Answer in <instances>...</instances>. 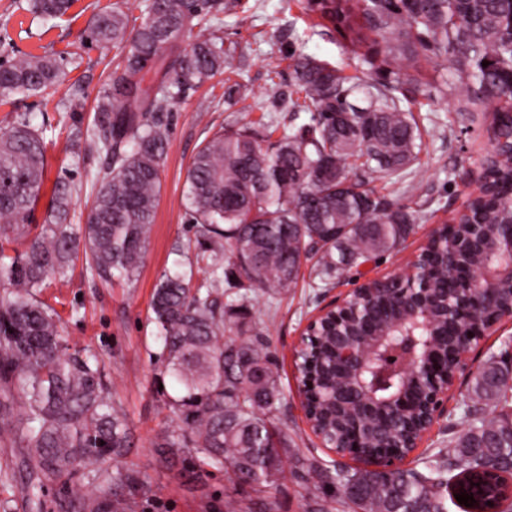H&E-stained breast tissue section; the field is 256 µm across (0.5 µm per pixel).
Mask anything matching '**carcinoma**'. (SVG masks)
Segmentation results:
<instances>
[{"label":"carcinoma","mask_w":512,"mask_h":512,"mask_svg":"<svg viewBox=\"0 0 512 512\" xmlns=\"http://www.w3.org/2000/svg\"><path fill=\"white\" fill-rule=\"evenodd\" d=\"M144 2L137 25L115 2L89 28L91 39L120 48L123 58L96 100L94 124L78 133L89 153L111 160L97 174L85 223H70L71 188L64 183L55 185L44 223H31L46 176V144L25 116L7 117L0 127V445L23 450L31 512L43 508L42 477L99 469L130 446L125 416L107 396L104 364L65 343L57 313L37 293L80 252L106 284L135 276L155 221L169 141L162 115L186 90L233 67L232 51L214 27L234 0ZM71 4L27 0V10L61 18ZM310 7L363 48L359 73L300 56L294 89L270 105L272 112H294L300 123L280 131L261 117L221 129L201 145L187 169L185 199L196 257L210 260L209 270L200 281L190 262L164 273L151 300L162 375L175 389L167 404L178 419L177 429L159 434L153 447L164 457L192 448V472L227 466L236 481L255 489L282 472L280 440L269 421L282 400L280 375L267 342L224 338V321L239 316L247 301L226 288L234 281L289 288L304 260L326 285L399 252L420 219V210L399 197L418 191L408 178L422 145L412 105L456 87L464 90L456 111L493 113L486 126L492 149L470 200L473 219L491 234L512 224V0H311ZM195 28L200 38L184 45ZM432 57L448 62L449 79L423 84L421 61ZM66 78L61 57L1 62L0 106ZM18 241L23 248L5 254ZM421 251L435 254L430 287L448 295V316L463 339L470 315L454 306L467 293L463 273L474 260L461 250L448 257L446 239H430ZM395 288L391 282L366 289L359 310L376 325L392 326L402 304ZM332 356L328 339L313 368L323 381L316 428L337 448L349 440V428L329 405ZM510 390L512 372L489 357L472 378L475 406L463 430L423 469L338 470L332 482L358 512H448L452 477L478 482L490 471L512 470ZM482 402L499 410L487 412ZM414 423L411 414L393 419L398 441H406ZM80 508L128 512L129 502L105 492ZM464 512H512V496H482Z\"/></svg>","instance_id":"obj_1"}]
</instances>
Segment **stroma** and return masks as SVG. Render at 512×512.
<instances>
[{"label":"stroma","instance_id":"stroma-1","mask_svg":"<svg viewBox=\"0 0 512 512\" xmlns=\"http://www.w3.org/2000/svg\"><path fill=\"white\" fill-rule=\"evenodd\" d=\"M236 10L224 13L216 30L225 43L235 44L234 67L250 90V103L266 104L274 95H288L294 76L292 56L311 55L340 64L353 72L357 61L351 47L332 24L321 23L318 13L306 10V0H238ZM113 0H73L60 19L33 18L26 0H0V40L9 55H61L68 80L48 87L37 96L16 103L17 114H30L48 144V170L35 223H42L57 181H67L72 199L70 219L83 223L92 201V177L105 164L104 155L88 156L74 144L77 132L94 121V106L107 72L121 61L119 50L88 42L86 35L94 14ZM85 94L73 95V83ZM224 78L216 76L179 99L163 120L170 131L167 156L160 172L155 222L145 258L129 280L105 285L94 279L84 259H77L65 277L51 280L40 298L58 312L61 331L69 344L90 349L105 365L108 397L126 417L131 446L110 463L107 471L78 470L70 477L44 479L43 512H73L76 496L96 498L102 492H129V512H224L227 499L238 500L243 512H310L318 503L323 512H350L330 479L307 474L303 460L313 458L327 470L342 465V458L322 446L300 407L295 348L308 318L324 300L344 296L353 279L336 282L321 293L312 264H304L294 287L276 298L250 285L242 291L249 298V318L270 343L272 359L281 377L284 397L272 420L283 442L279 453L285 471L261 490L238 483L227 471L188 479L184 471L195 456L190 448L172 458L160 457L153 442L162 430L176 429L174 415L165 403L157 328L150 304L160 276L185 262L184 250L195 228L185 206L186 170L204 140L222 128L239 127L247 116L241 104L224 96ZM425 127L419 154L424 217L416 224L401 252L365 267L368 277L401 272L417 254L435 225L449 221L477 187L479 162L489 147L483 120H470L456 110L455 96L439 99L418 111ZM512 337V322L498 325L483 336L467 366L458 372L448 395V415L440 419L406 458L404 468H421L435 449L446 447L472 404L470 381L477 367L502 342ZM138 476L134 490H126L124 475ZM26 471L17 448L0 447V512H29L21 493Z\"/></svg>","mask_w":512,"mask_h":512}]
</instances>
